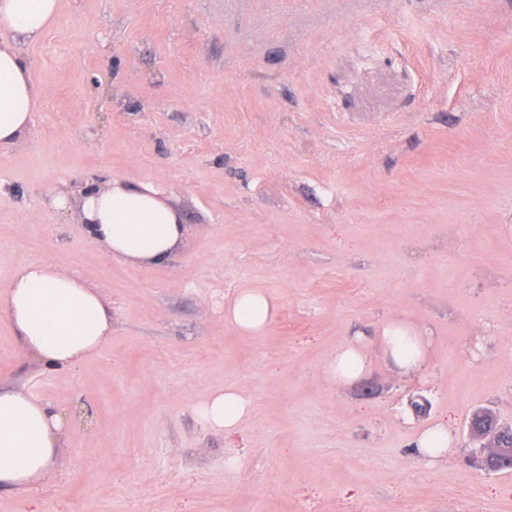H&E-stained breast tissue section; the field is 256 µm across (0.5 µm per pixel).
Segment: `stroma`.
Segmentation results:
<instances>
[{
	"label": "stroma",
	"mask_w": 512,
	"mask_h": 512,
	"mask_svg": "<svg viewBox=\"0 0 512 512\" xmlns=\"http://www.w3.org/2000/svg\"><path fill=\"white\" fill-rule=\"evenodd\" d=\"M26 56L0 299L46 263L101 293L112 335L44 372L0 313V383L65 420L53 479L0 512H512V472L473 465L464 430L479 407L512 422V0H61ZM113 178L182 210L170 261H114L47 203ZM247 288L277 307L256 337L224 322ZM400 317L431 336L421 372L376 352L373 393L326 381ZM227 386L252 405L229 437L194 413ZM437 421L431 466L414 440ZM450 444L448 427L442 422L421 433L417 439V448L428 464H434L448 455Z\"/></svg>",
	"instance_id": "35a3bbf8"
}]
</instances>
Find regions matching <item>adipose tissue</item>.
Returning <instances> with one entry per match:
<instances>
[{
    "mask_svg": "<svg viewBox=\"0 0 512 512\" xmlns=\"http://www.w3.org/2000/svg\"><path fill=\"white\" fill-rule=\"evenodd\" d=\"M59 2L0 0V147L14 145L30 128L38 91L24 46L44 35ZM48 202L63 212L77 210L89 240L132 266L168 261L187 233L180 209L147 183H64L51 189ZM0 306L31 360L49 371L70 370L112 334V314L99 293L48 264L25 267ZM274 315V304L258 289L238 291L224 308L225 322L244 336L262 335ZM374 343L402 373H419L426 364L429 339L404 320L387 322ZM371 344L354 340L337 348L325 367L327 380L346 386L362 377ZM195 412L208 430L230 436L246 423L251 403L239 388L227 386L208 394ZM62 438L63 418L49 404L24 385H0V489L24 490L51 477Z\"/></svg>",
    "mask_w": 512,
    "mask_h": 512,
    "instance_id": "adipose-tissue-1",
    "label": "adipose tissue"
}]
</instances>
